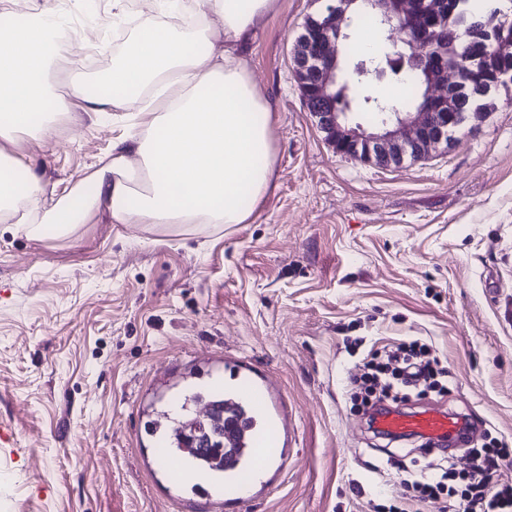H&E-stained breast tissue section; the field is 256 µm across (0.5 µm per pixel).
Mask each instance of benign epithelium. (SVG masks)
<instances>
[{
  "label": "benign epithelium",
  "mask_w": 512,
  "mask_h": 512,
  "mask_svg": "<svg viewBox=\"0 0 512 512\" xmlns=\"http://www.w3.org/2000/svg\"><path fill=\"white\" fill-rule=\"evenodd\" d=\"M365 10L376 18L382 30L398 29L405 35L404 44L410 54L393 49L389 60L401 59L424 73L429 90L411 111L401 112L389 105L379 106L375 127L347 125L351 102L344 110L336 107V87L348 89L349 81L340 80L341 68L337 44L346 37L343 26L349 14ZM450 0H334L329 4L315 29L302 40L296 50L295 70L301 79L304 100L313 101L321 109L319 119L324 131L339 130L340 140L333 142L342 154L360 156L378 166H391L399 157L422 159L435 148L448 145V127L460 107L457 96L463 83L460 66L448 60L444 52L430 54L427 45L433 41L448 43V28L441 23L448 16ZM496 51L488 56L490 69L498 86L512 84V38L497 30L490 34ZM387 67L371 60L358 61L352 73L377 80L385 77Z\"/></svg>",
  "instance_id": "7a95c632"
}]
</instances>
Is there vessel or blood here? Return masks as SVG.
Here are the masks:
<instances>
[{"instance_id": "obj_1", "label": "vessel or blood", "mask_w": 512, "mask_h": 512, "mask_svg": "<svg viewBox=\"0 0 512 512\" xmlns=\"http://www.w3.org/2000/svg\"><path fill=\"white\" fill-rule=\"evenodd\" d=\"M223 385L238 402L224 412V494L233 498L260 481L269 466L284 462L281 434L288 429V409L266 380L253 377L247 362L229 354L224 357ZM377 424L397 436L438 439L461 431L453 417L434 410L388 411L378 416Z\"/></svg>"}]
</instances>
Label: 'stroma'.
<instances>
[{
	"label": "stroma",
	"instance_id": "stroma-1",
	"mask_svg": "<svg viewBox=\"0 0 512 512\" xmlns=\"http://www.w3.org/2000/svg\"><path fill=\"white\" fill-rule=\"evenodd\" d=\"M329 0H277L244 56L272 108L270 190L247 224H114L36 239L0 223V512H210L168 479L145 427L226 354L288 403V465L222 512H440L388 459L420 442L374 436L347 379L402 343L426 345L447 394L399 403L468 415L512 448V85L479 125L422 160L378 168L336 152L302 101L292 52ZM49 67L51 99L112 68ZM117 113L58 116L26 148L55 197L110 159Z\"/></svg>",
	"mask_w": 512,
	"mask_h": 512
}]
</instances>
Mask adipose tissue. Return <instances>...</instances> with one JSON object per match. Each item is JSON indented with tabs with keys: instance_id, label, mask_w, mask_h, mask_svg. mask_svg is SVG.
Instances as JSON below:
<instances>
[{
	"instance_id": "ef3b65f1",
	"label": "adipose tissue",
	"mask_w": 512,
	"mask_h": 512,
	"mask_svg": "<svg viewBox=\"0 0 512 512\" xmlns=\"http://www.w3.org/2000/svg\"><path fill=\"white\" fill-rule=\"evenodd\" d=\"M112 69L69 99L93 113L127 112L132 130L112 159L54 205L18 135L50 142L46 74L62 26L52 0L32 19L0 27V222L36 238L98 213L115 224H244L265 199L275 154L271 107L239 50L276 0H146Z\"/></svg>"
}]
</instances>
